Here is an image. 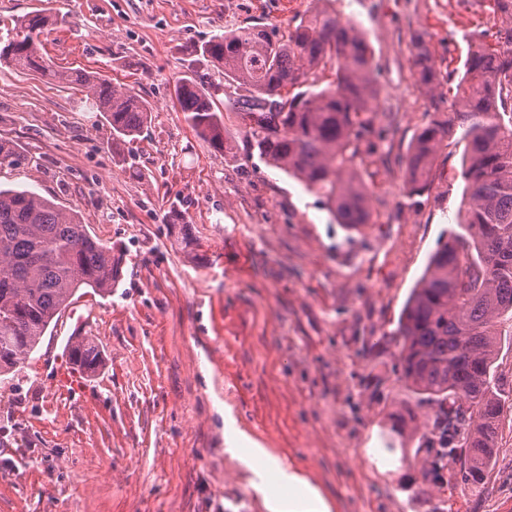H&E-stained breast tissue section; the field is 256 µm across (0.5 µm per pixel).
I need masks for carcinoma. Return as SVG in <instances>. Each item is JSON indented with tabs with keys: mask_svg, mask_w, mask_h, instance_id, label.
Listing matches in <instances>:
<instances>
[{
	"mask_svg": "<svg viewBox=\"0 0 512 512\" xmlns=\"http://www.w3.org/2000/svg\"><path fill=\"white\" fill-rule=\"evenodd\" d=\"M322 2L286 37L239 28L210 40L205 54L224 68L227 86L244 89L226 105L260 158L321 192L336 222L355 230L371 220L359 168L380 139L371 106L375 68L356 25L342 19L333 0ZM493 2L503 19L495 42L470 39L456 110L424 127L405 158L409 193L419 194L432 183L439 152L455 138L465 142L457 228L430 256L393 331L400 379L433 406L414 454L433 483L457 464L482 481L504 411L492 371L499 326L512 320V0ZM49 21L40 12L18 19L0 63L84 88V109L101 113L112 138L140 135L148 104L99 72L58 69L40 40ZM414 64L419 89L434 92L440 81L421 39ZM328 70L333 79L319 84ZM174 97L186 122L224 150L223 116L204 82L182 77ZM19 159L15 143L0 138V166ZM121 264L120 248L91 235L77 212L31 190L0 187V375L27 358L80 289L112 292ZM67 351L83 372L104 365L89 337Z\"/></svg>",
	"mask_w": 512,
	"mask_h": 512,
	"instance_id": "1",
	"label": "carcinoma"
}]
</instances>
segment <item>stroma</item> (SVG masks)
<instances>
[{
    "mask_svg": "<svg viewBox=\"0 0 512 512\" xmlns=\"http://www.w3.org/2000/svg\"><path fill=\"white\" fill-rule=\"evenodd\" d=\"M316 0H0V35L42 12L57 68L108 76L152 111L113 140L83 88L0 64V138L20 154L0 186L79 213L123 250L111 294L81 289L19 371L0 376V512H267L239 435L307 475L331 512H512V411L478 484L437 490L417 460H384L391 414L405 435L428 405L400 379L391 334L431 254L455 225L463 145L408 193L414 136L451 112L470 37L492 0H336L380 68L365 155L372 218L337 224L321 194L260 159L225 110L228 147L184 120L173 85L213 36L255 25L287 34ZM441 85L419 91L414 43ZM89 336L106 364L56 384L49 358Z\"/></svg>",
    "mask_w": 512,
    "mask_h": 512,
    "instance_id": "stroma-1",
    "label": "stroma"
}]
</instances>
